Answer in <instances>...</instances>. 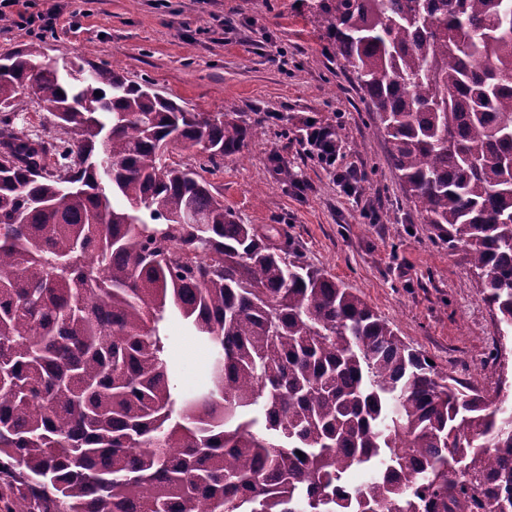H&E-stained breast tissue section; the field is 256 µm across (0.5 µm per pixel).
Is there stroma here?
Here are the masks:
<instances>
[{
  "label": "stroma",
  "instance_id": "1",
  "mask_svg": "<svg viewBox=\"0 0 512 512\" xmlns=\"http://www.w3.org/2000/svg\"><path fill=\"white\" fill-rule=\"evenodd\" d=\"M52 6L46 62L108 64L195 111L230 105L261 120L259 138L221 166L192 151L171 159L196 168L246 223L278 229L305 263L353 288L440 374L491 399L512 393V336L482 301L463 250L449 248L405 195L350 67L326 51L295 0H30L28 10ZM311 119L347 134L343 163L357 171L359 196H347L302 142ZM277 158L290 177L276 171ZM192 341L171 325L172 371L196 394L206 362L184 354Z\"/></svg>",
  "mask_w": 512,
  "mask_h": 512
}]
</instances>
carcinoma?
Segmentation results:
<instances>
[{
  "label": "carcinoma",
  "instance_id": "obj_1",
  "mask_svg": "<svg viewBox=\"0 0 512 512\" xmlns=\"http://www.w3.org/2000/svg\"><path fill=\"white\" fill-rule=\"evenodd\" d=\"M302 4L512 333V0ZM0 60V512H512V412L170 161L261 121ZM28 91L61 136L17 130ZM175 319L211 351L191 398Z\"/></svg>",
  "mask_w": 512,
  "mask_h": 512
}]
</instances>
